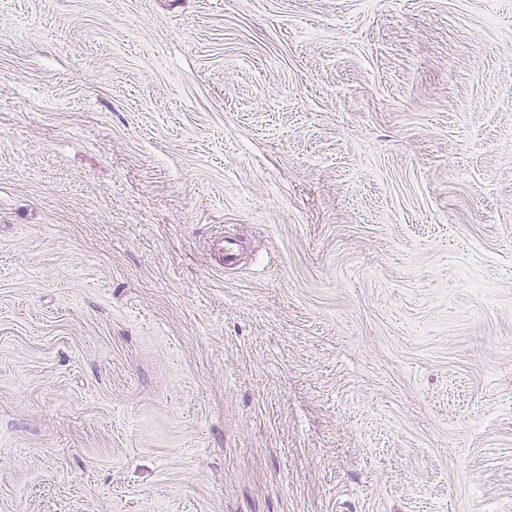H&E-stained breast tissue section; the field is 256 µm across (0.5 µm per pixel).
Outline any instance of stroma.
<instances>
[{
  "label": "stroma",
  "instance_id": "stroma-1",
  "mask_svg": "<svg viewBox=\"0 0 512 512\" xmlns=\"http://www.w3.org/2000/svg\"><path fill=\"white\" fill-rule=\"evenodd\" d=\"M0 512H512V0H0Z\"/></svg>",
  "mask_w": 512,
  "mask_h": 512
}]
</instances>
